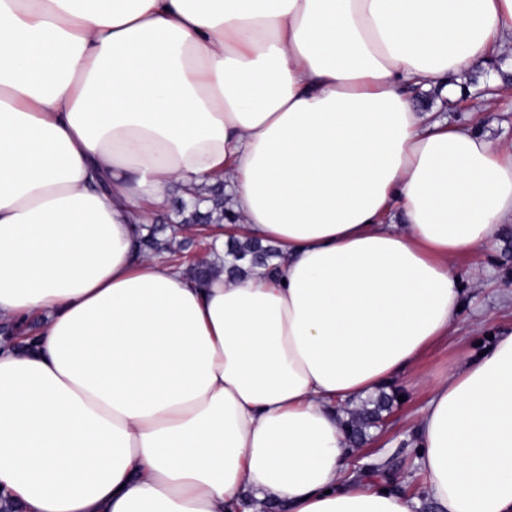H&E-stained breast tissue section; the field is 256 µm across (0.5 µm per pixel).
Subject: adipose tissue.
<instances>
[{
  "instance_id": "1",
  "label": "adipose tissue",
  "mask_w": 512,
  "mask_h": 512,
  "mask_svg": "<svg viewBox=\"0 0 512 512\" xmlns=\"http://www.w3.org/2000/svg\"><path fill=\"white\" fill-rule=\"evenodd\" d=\"M510 38L512 0H0V503L417 512L349 471L344 409L447 344L451 259L512 217V143L407 93ZM173 183L224 186L211 264L274 270L141 252ZM427 386L429 496L512 512V334ZM278 254L272 248L263 246L258 241L246 239L237 240L229 250L228 259L224 262V272L229 276L239 275L245 272L244 263L249 267L270 266L272 259Z\"/></svg>"
}]
</instances>
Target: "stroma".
Returning <instances> with one entry per match:
<instances>
[{
  "label": "stroma",
  "mask_w": 512,
  "mask_h": 512,
  "mask_svg": "<svg viewBox=\"0 0 512 512\" xmlns=\"http://www.w3.org/2000/svg\"><path fill=\"white\" fill-rule=\"evenodd\" d=\"M463 99L449 100L437 88H418L412 93L414 106L449 123H471L491 143L512 142V46L504 45L485 66L473 68L463 77ZM465 299L459 322L447 345L430 350L418 365L421 375L478 352L488 336L512 333V308L501 304L502 295L512 292V257H505L502 244L480 246L458 258ZM394 391L403 401L393 402L386 424L372 430L368 450L382 449L392 461L387 478L398 479V492L418 497L419 512H440L425 490V478L415 463L416 451L409 436L412 419L425 403L423 392L407 390L397 383Z\"/></svg>",
  "instance_id": "1"
}]
</instances>
